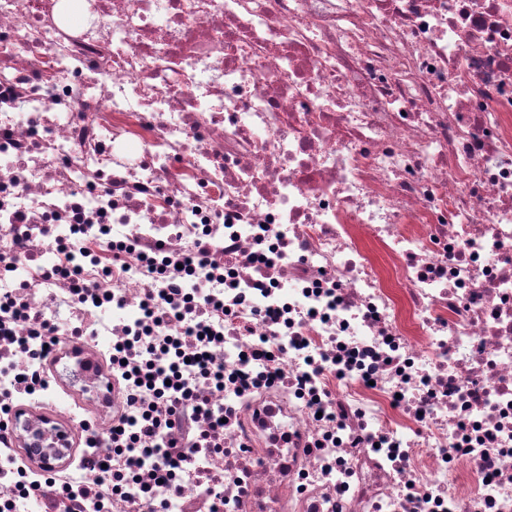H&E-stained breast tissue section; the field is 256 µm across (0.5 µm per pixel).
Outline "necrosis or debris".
Returning a JSON list of instances; mask_svg holds the SVG:
<instances>
[{
    "label": "necrosis or debris",
    "instance_id": "1",
    "mask_svg": "<svg viewBox=\"0 0 512 512\" xmlns=\"http://www.w3.org/2000/svg\"><path fill=\"white\" fill-rule=\"evenodd\" d=\"M201 237L217 293L173 264ZM164 260L168 309L214 305L189 413L227 454L110 453L166 417L126 380L111 471L8 474L64 450L0 433V512H512V0H0V408L55 390L21 304L108 361L199 348L144 315ZM155 435V427L154 423L150 422L148 419L143 418L141 421L136 423H131L129 425L128 431H124L121 433V438L113 441L116 443L117 451L123 450H143V451H152L155 448H134V445L141 438H153Z\"/></svg>",
    "mask_w": 512,
    "mask_h": 512
}]
</instances>
